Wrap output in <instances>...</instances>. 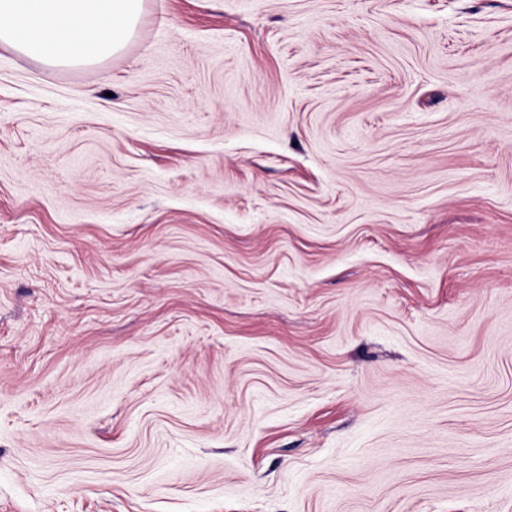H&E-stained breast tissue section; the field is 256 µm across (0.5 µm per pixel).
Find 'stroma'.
I'll list each match as a JSON object with an SVG mask.
<instances>
[{"label": "stroma", "instance_id": "1", "mask_svg": "<svg viewBox=\"0 0 512 512\" xmlns=\"http://www.w3.org/2000/svg\"><path fill=\"white\" fill-rule=\"evenodd\" d=\"M0 512H512V0L0 47Z\"/></svg>", "mask_w": 512, "mask_h": 512}]
</instances>
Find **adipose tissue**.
<instances>
[{
	"mask_svg": "<svg viewBox=\"0 0 512 512\" xmlns=\"http://www.w3.org/2000/svg\"><path fill=\"white\" fill-rule=\"evenodd\" d=\"M144 0H0V46L56 67L91 69L119 55Z\"/></svg>",
	"mask_w": 512,
	"mask_h": 512,
	"instance_id": "adipose-tissue-1",
	"label": "adipose tissue"
}]
</instances>
